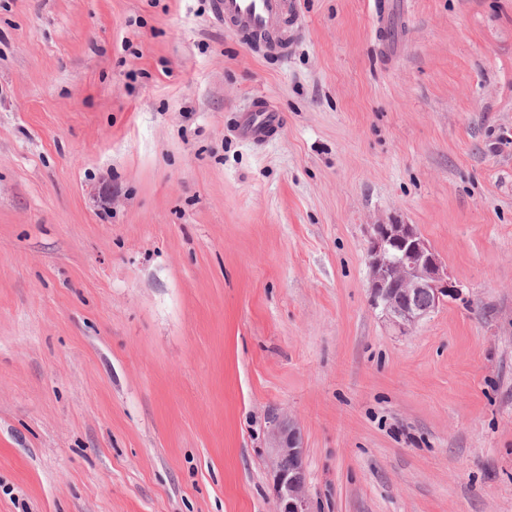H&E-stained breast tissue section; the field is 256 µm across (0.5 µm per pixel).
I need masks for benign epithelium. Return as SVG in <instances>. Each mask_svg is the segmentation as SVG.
Wrapping results in <instances>:
<instances>
[{
  "mask_svg": "<svg viewBox=\"0 0 512 512\" xmlns=\"http://www.w3.org/2000/svg\"><path fill=\"white\" fill-rule=\"evenodd\" d=\"M368 266L372 305L406 332L414 329L453 290L445 264L414 224L371 225ZM267 448L276 512H311L305 481V448L286 411L268 417ZM292 463L284 469L283 461Z\"/></svg>",
  "mask_w": 512,
  "mask_h": 512,
  "instance_id": "7a95c632",
  "label": "benign epithelium"
}]
</instances>
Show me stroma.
Here are the masks:
<instances>
[{"label": "stroma", "instance_id": "stroma-1", "mask_svg": "<svg viewBox=\"0 0 512 512\" xmlns=\"http://www.w3.org/2000/svg\"><path fill=\"white\" fill-rule=\"evenodd\" d=\"M0 0V512H512V0ZM284 119L257 146V98ZM457 287L409 333L370 225ZM213 12L224 28L282 55L288 54V28L300 26L292 0H216ZM282 125L280 114L265 99H257L251 109L241 114L239 121L242 136L256 144L273 140ZM268 423L267 448L276 512H311L305 481V448L297 423L287 411H273ZM285 459L288 460L282 465Z\"/></svg>", "mask_w": 512, "mask_h": 512}]
</instances>
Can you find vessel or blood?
Masks as SVG:
<instances>
[{"instance_id":"1","label":"vessel or blood","mask_w":512,"mask_h":512,"mask_svg":"<svg viewBox=\"0 0 512 512\" xmlns=\"http://www.w3.org/2000/svg\"><path fill=\"white\" fill-rule=\"evenodd\" d=\"M213 12L225 28L282 55L288 52L289 30L300 26L292 0H216ZM281 128L280 114L263 99L239 121L242 136L257 144L273 140Z\"/></svg>"}]
</instances>
